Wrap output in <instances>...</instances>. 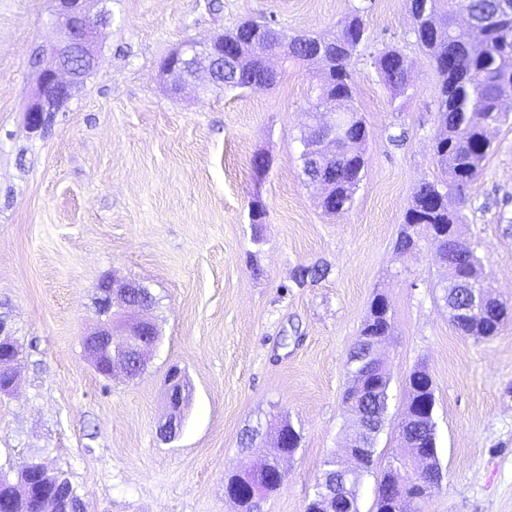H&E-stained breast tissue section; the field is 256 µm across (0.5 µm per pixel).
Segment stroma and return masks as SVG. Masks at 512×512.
<instances>
[{"instance_id": "obj_1", "label": "stroma", "mask_w": 512, "mask_h": 512, "mask_svg": "<svg viewBox=\"0 0 512 512\" xmlns=\"http://www.w3.org/2000/svg\"><path fill=\"white\" fill-rule=\"evenodd\" d=\"M94 71L68 109L28 131L35 56L61 37L51 0H0V320L21 359L0 394V469L34 457L68 478L87 512H239L224 493L245 462L275 456L273 426L302 433L283 485L261 512H304L325 460L345 459L353 417L347 357L369 306L394 314L387 422L376 470L398 452L406 379L426 366L444 479L424 512H512V320L488 339L460 335L442 299L433 246L397 251L415 186L436 169L437 74L417 48L405 0H103ZM362 9L366 40L349 70L370 136L352 206L325 214L300 171L317 65H289L272 88L173 94L162 60L247 20L327 34ZM396 48L414 85L396 96L376 55ZM470 185L466 239L493 297L512 304V120ZM270 156L258 175L254 154ZM266 218L254 245L249 204ZM325 269L296 282L298 266ZM156 298L158 340L133 380L99 375L83 337L109 274ZM193 389L178 436L161 441L164 379Z\"/></svg>"}]
</instances>
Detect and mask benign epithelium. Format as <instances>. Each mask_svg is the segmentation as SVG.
I'll return each instance as SVG.
<instances>
[{
	"label": "benign epithelium",
	"instance_id": "7a95c632",
	"mask_svg": "<svg viewBox=\"0 0 512 512\" xmlns=\"http://www.w3.org/2000/svg\"><path fill=\"white\" fill-rule=\"evenodd\" d=\"M91 0H54L59 5L57 15L62 19L63 36L57 42L38 52V93L27 110V127L37 130L65 110L74 90L83 84L97 64L96 37L99 28L109 23L105 12L90 13L86 4ZM239 65L255 64L262 70V78L250 88L270 87L277 83L285 66L292 61L291 43L279 30L256 28L246 41L224 42V35L212 37L200 44L193 39L181 43L163 62L161 76L169 83L170 90L178 94L190 83L199 81L201 88L212 90L223 86L218 78L224 67V58ZM326 83L320 74L315 88L314 105L309 109L305 135L302 139L301 159L311 169L320 160L336 154L337 141L344 127V113L336 101L321 94ZM140 283L103 278L97 288L95 301L96 324L83 339L84 350L96 371L110 377L116 372L132 379L139 375L146 363L147 352L157 341V327L142 315L148 305L137 300ZM19 363V350L13 334L0 320V391L9 392L15 383V369ZM167 415L159 428V436L168 441L175 437L181 426V416L190 398V389L181 370L169 369L165 379ZM364 431L360 415H355V426L347 445V459L337 463V468L352 472L358 466V448L362 447L360 434ZM297 438L295 428L286 423L275 429V447L278 456L286 457L285 435ZM397 436L403 453L389 462L387 469L395 478L397 495L393 512H412V506L423 504L443 479L437 450L427 454L412 449L402 427ZM256 470L244 469L224 486L225 494L238 501L240 487L248 488L251 495L259 494L251 483ZM38 512L47 506L62 507L61 485L48 483L47 489L38 495Z\"/></svg>",
	"mask_w": 512,
	"mask_h": 512
}]
</instances>
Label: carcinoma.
Returning a JSON list of instances; mask_svg holds the SVG:
<instances>
[{
    "label": "carcinoma",
    "instance_id": "1",
    "mask_svg": "<svg viewBox=\"0 0 512 512\" xmlns=\"http://www.w3.org/2000/svg\"><path fill=\"white\" fill-rule=\"evenodd\" d=\"M428 9L422 16L413 18L415 43L433 65L438 77L435 87L438 131L435 137L438 158L435 162L438 174L431 181L419 183L413 190L405 211L404 222L396 239V247L405 250L415 244V238L407 233L410 224H421L432 228L441 237L446 253L448 278L443 286V299L453 308L466 306L467 295L461 285L483 274V262L475 248L462 234L463 208L467 201V190L482 171L491 144L486 134L485 123L495 120L503 123L507 113L497 112L499 81L501 75L512 72V15L502 16L501 0H427ZM460 11L481 19L500 16L491 27L485 43L475 47L462 36L453 37L441 32L439 27L452 28L455 16ZM365 27L360 10L346 16L329 35L313 37L296 34L293 49L295 61L304 60L310 44L321 42L336 44V49L326 53L330 62L331 76L327 91L329 95L344 102L345 128L344 146L336 150V157L327 159L326 167L336 173L328 197L320 202L329 215L348 209L355 192L365 175V149L367 139L361 131L367 129L362 113L353 102L349 62L353 52L339 45L348 28ZM377 75L389 89L401 91L412 84V73L408 71L407 58L397 48L379 52ZM260 78V70L249 67L240 71L224 70V81L243 88ZM508 315L503 304L493 301L479 316L470 320H449L462 336L490 337L497 334ZM394 335V321L370 323L365 320L360 334L353 344L348 360V374L354 382H377L376 390L367 393L350 411L372 416V430L382 431L389 410L390 381L381 372L369 373L366 362L367 342L365 337L377 335L374 326ZM407 403L401 423L409 428L416 449L424 451L433 446V426L411 419L417 397H431L434 390L425 387L413 390V382L406 383ZM377 439L364 441L361 449V470L354 476L342 480L338 485L339 495L353 506L359 504V492L365 476L371 474L376 453ZM379 500L376 512H383L393 493L391 473L383 470L378 475Z\"/></svg>",
    "mask_w": 512,
    "mask_h": 512
}]
</instances>
